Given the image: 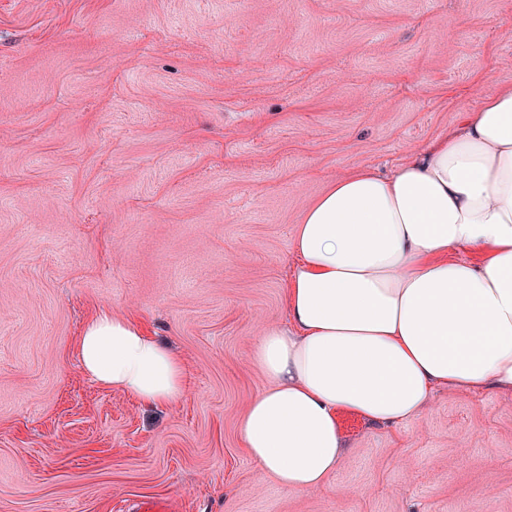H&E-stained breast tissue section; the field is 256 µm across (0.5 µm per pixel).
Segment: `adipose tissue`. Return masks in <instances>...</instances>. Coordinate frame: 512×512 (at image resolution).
<instances>
[{"mask_svg":"<svg viewBox=\"0 0 512 512\" xmlns=\"http://www.w3.org/2000/svg\"><path fill=\"white\" fill-rule=\"evenodd\" d=\"M294 250L288 323L253 352L269 386L240 424L259 477L331 487L347 452L342 413L397 424L440 387L512 393V87L392 174L336 178L304 212ZM77 347L94 382L142 406L184 392L181 357L110 310Z\"/></svg>","mask_w":512,"mask_h":512,"instance_id":"adipose-tissue-1","label":"adipose tissue"}]
</instances>
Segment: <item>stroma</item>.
Wrapping results in <instances>:
<instances>
[{
  "mask_svg": "<svg viewBox=\"0 0 512 512\" xmlns=\"http://www.w3.org/2000/svg\"><path fill=\"white\" fill-rule=\"evenodd\" d=\"M504 85L512 0H0V512H512V394L341 414L305 493L239 435L306 206ZM102 307L179 353V400L83 372Z\"/></svg>",
  "mask_w": 512,
  "mask_h": 512,
  "instance_id": "35a3bbf8",
  "label": "stroma"
}]
</instances>
